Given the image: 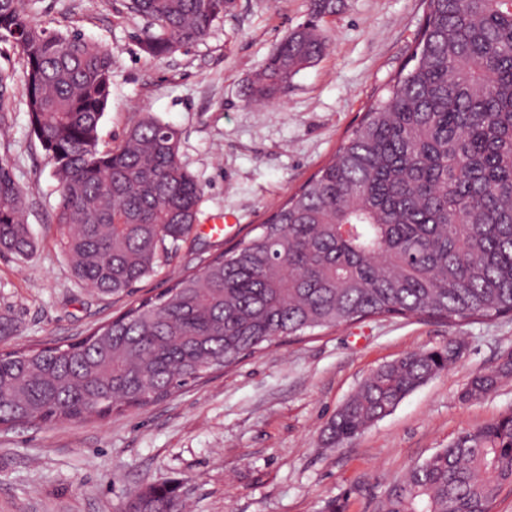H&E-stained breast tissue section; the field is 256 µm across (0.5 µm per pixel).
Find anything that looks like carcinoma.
<instances>
[{"label": "carcinoma", "mask_w": 512, "mask_h": 512, "mask_svg": "<svg viewBox=\"0 0 512 512\" xmlns=\"http://www.w3.org/2000/svg\"><path fill=\"white\" fill-rule=\"evenodd\" d=\"M409 60L334 156L278 205L256 234L187 271L88 335L0 352V428L107 418L176 390L285 338L372 318L453 323L512 316V0H425ZM37 0H0V33L16 32L30 132L54 168L59 245L74 277L131 293L187 242L202 190L179 158L178 130L150 115L111 146L99 128L112 55L81 33L36 25ZM228 0H127L161 58L203 39ZM310 18L261 65L249 98L269 103L328 49ZM0 72V124L12 108ZM36 242L23 190L0 161V253ZM453 363L414 351L371 372L326 423L342 445ZM512 378V354L473 375L464 402ZM512 488V413L460 433L414 464L376 512H493ZM158 485L124 512H180Z\"/></svg>", "instance_id": "carcinoma-1"}]
</instances>
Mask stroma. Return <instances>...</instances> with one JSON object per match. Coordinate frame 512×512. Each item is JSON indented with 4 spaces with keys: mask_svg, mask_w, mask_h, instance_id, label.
<instances>
[{
    "mask_svg": "<svg viewBox=\"0 0 512 512\" xmlns=\"http://www.w3.org/2000/svg\"><path fill=\"white\" fill-rule=\"evenodd\" d=\"M125 0H40L33 20L78 31L112 55L103 144L145 115L178 129L179 157L202 188L192 242L133 293L76 281L58 246L57 180L29 133L20 88L0 159L25 191L39 246L0 254V351L63 342L162 292L262 223L324 163L409 58L423 0H341L323 27L326 54L277 102L248 87L279 41L308 18V0H236L197 43L159 59L141 49L143 22ZM216 215L233 217L224 236ZM461 344L455 364L349 442L325 447L327 420L376 368L406 353ZM512 352V317L455 325L370 319L285 342L187 385L163 401L106 419L0 429V512H121L131 491L173 484L190 512H374L385 488L463 431L512 412V379L476 401L469 377Z\"/></svg>",
    "mask_w": 512,
    "mask_h": 512,
    "instance_id": "35a3bbf8",
    "label": "stroma"
}]
</instances>
